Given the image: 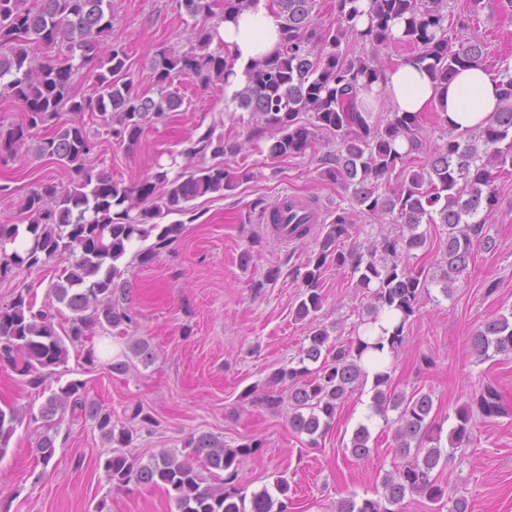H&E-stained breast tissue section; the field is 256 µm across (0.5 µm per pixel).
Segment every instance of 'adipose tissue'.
I'll use <instances>...</instances> for the list:
<instances>
[{
	"label": "adipose tissue",
	"instance_id": "obj_1",
	"mask_svg": "<svg viewBox=\"0 0 512 512\" xmlns=\"http://www.w3.org/2000/svg\"><path fill=\"white\" fill-rule=\"evenodd\" d=\"M219 33L225 50L235 60L228 78L233 86L243 82L244 70L252 61L273 54L283 38L281 22L268 0H256L236 19L225 21ZM360 96L368 103L386 99L396 112H424L433 103L444 102L442 119L462 131L486 122L499 104L500 89L483 68L472 67L456 74L443 90L427 71L406 62L388 70L384 80L373 83Z\"/></svg>",
	"mask_w": 512,
	"mask_h": 512
}]
</instances>
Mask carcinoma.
Segmentation results:
<instances>
[{
    "label": "carcinoma",
    "mask_w": 512,
    "mask_h": 512,
    "mask_svg": "<svg viewBox=\"0 0 512 512\" xmlns=\"http://www.w3.org/2000/svg\"><path fill=\"white\" fill-rule=\"evenodd\" d=\"M247 2L224 0L218 14L213 9L215 0H176L177 7L194 20L189 46L182 51L172 47L154 51L148 59L153 86L149 96L136 90L129 77L127 49L104 44L112 31L113 0H0V95L14 99L25 112L20 124L0 123V161L31 149L71 173L69 185L45 184L24 197L25 227L0 225V279L59 255L70 260L63 281L50 286L47 304L35 308L31 289L22 288L0 306V362L19 368L20 375L29 377L28 384L41 385L44 371L66 363L68 346L83 343L94 327L134 323L131 290L119 267L129 247L154 238L136 253L140 264L153 263L183 229L180 221L158 224L156 220L186 213L191 210L189 202L199 197L231 191L241 178L220 163L200 166L189 174H173L159 164L139 181L124 185L110 172L86 166L98 141L82 116H94L116 144L131 149L148 128L183 105L175 82L190 80L203 88L216 81L228 83L235 61L210 46L219 38L221 23ZM317 2L270 0L282 21L283 42L275 55L246 68V84L233 99L255 118L251 139L271 133L268 153L272 158L303 154L315 148L323 135L335 138L336 154L325 176L351 192L362 212L389 216L391 223L401 226L394 235L344 252L339 243L352 237L353 213L338 209L329 222L321 224L319 248L303 266L304 291L296 309L297 318L315 319L322 303V269L329 263L339 268L348 265L368 290L370 321H376L385 308L400 312V324L390 339L396 352L410 317L429 292L424 270L409 262L427 241L426 233L418 231L420 225L443 227L441 292L445 297L451 295L458 278L469 274L476 252L494 248L487 221L498 203L496 182L512 176V68L507 66L496 75L502 88L501 107L479 128L458 132L443 124L428 130L420 112H392L382 124L373 120L358 95L384 79L386 69L414 60L425 65L445 89L460 70L484 64L485 43L453 40L447 0H370L369 22L363 30L357 24V0H334L335 21L328 26L317 22ZM398 21L403 22V32L396 37L392 27ZM349 37L371 45L372 52L353 56L342 50L343 40ZM391 45L405 47L410 54L386 66L376 51ZM84 68L94 79L95 91L79 96L73 90V78ZM63 111L75 119L58 126L55 120ZM302 114L307 119H301ZM434 133L441 143L432 149ZM400 140L408 144L402 153L396 148ZM239 150V145L214 136L209 127L190 139L182 154L209 153L218 158ZM422 155L425 162L412 169ZM392 179L396 186L380 192ZM314 228L306 216L293 223L273 213V230L284 238L302 240ZM379 253L383 254L380 262L376 260ZM56 303L71 312L69 328L62 335L54 324ZM328 339L326 329L314 326L309 345L295 365L274 377L278 383H289L291 427L308 435L311 444L331 428L345 399L366 382L360 364L363 352L379 348L357 335L336 346L327 360L322 351ZM469 342L482 360L493 353L512 354V319L502 315L483 321ZM129 350L146 367L154 360L145 340L134 342ZM83 389L78 381L59 388L40 409V418L52 422L69 410L93 421L113 445L103 469L114 486L161 483L172 494L177 512H289L290 486L281 475L273 488L264 486L250 494L234 485L243 461L261 441L252 439L232 448L212 433H193L184 443L191 452L172 448L145 461L125 451L132 432L116 428L112 412L87 400ZM372 400L380 415L397 412L386 426L392 430L398 462L382 478L380 497L345 499L336 512H400L409 493L427 498L440 510L469 512L466 496L443 487L435 470L473 441L476 417L508 414L498 389L488 383L455 409L447 449L440 447L441 430L432 416L430 394L396 392L391 389L390 373L384 372L376 376ZM19 424L16 410L0 409V455ZM370 440L368 426L359 425L348 447L350 455L359 460L370 457L374 451ZM37 451L43 465H48L56 453L55 435H42ZM204 469L214 478L222 472L227 477L211 485Z\"/></svg>",
    "instance_id": "carcinoma-1"
}]
</instances>
